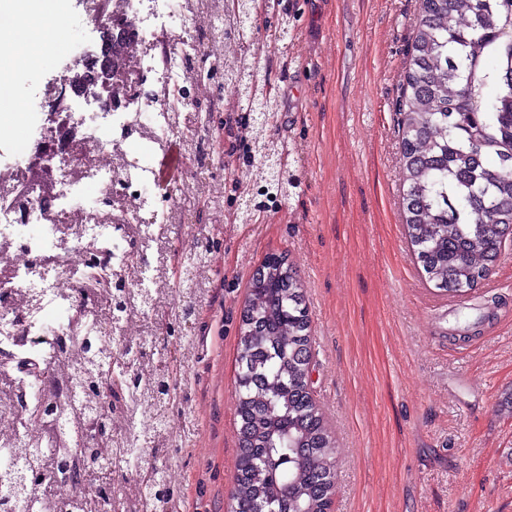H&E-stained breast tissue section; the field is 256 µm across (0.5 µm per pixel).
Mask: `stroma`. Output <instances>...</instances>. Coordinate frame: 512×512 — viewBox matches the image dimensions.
Segmentation results:
<instances>
[{
    "label": "stroma",
    "mask_w": 512,
    "mask_h": 512,
    "mask_svg": "<svg viewBox=\"0 0 512 512\" xmlns=\"http://www.w3.org/2000/svg\"><path fill=\"white\" fill-rule=\"evenodd\" d=\"M296 16L275 42L248 31L258 76L273 87L272 135L290 144L300 188L250 224H220L189 201L167 246L208 244L210 280L187 338L161 336L165 307L141 329L147 355L181 359L169 416L177 438L150 448L169 471L175 512H229L238 457V326L253 271L286 256L304 286L315 399L336 442L333 512H512V244L464 297L428 283L408 246L399 115L403 62L418 0H283ZM58 48L17 74L11 98L25 127L0 136V171L19 141L37 139L41 89L99 34L66 0ZM247 149L225 113L210 112L187 151L224 185L223 213Z\"/></svg>",
    "instance_id": "35a3bbf8"
}]
</instances>
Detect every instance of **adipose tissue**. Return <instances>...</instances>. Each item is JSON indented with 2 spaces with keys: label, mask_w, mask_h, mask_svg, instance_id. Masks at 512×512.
Segmentation results:
<instances>
[{
  "label": "adipose tissue",
  "mask_w": 512,
  "mask_h": 512,
  "mask_svg": "<svg viewBox=\"0 0 512 512\" xmlns=\"http://www.w3.org/2000/svg\"><path fill=\"white\" fill-rule=\"evenodd\" d=\"M0 6L18 14L24 25L12 33H0V85L9 86L17 68L35 56L45 55L56 38L53 19L57 0H0Z\"/></svg>",
  "instance_id": "ef3b65f1"
}]
</instances>
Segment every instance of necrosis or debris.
Returning a JSON list of instances; mask_svg holds the SVG:
<instances>
[{
  "mask_svg": "<svg viewBox=\"0 0 512 512\" xmlns=\"http://www.w3.org/2000/svg\"><path fill=\"white\" fill-rule=\"evenodd\" d=\"M85 18L105 24L110 13L131 23L137 52L122 64L131 92L116 105L111 82L89 89L92 115L74 111L71 85L83 60L70 64L65 82L45 89L50 129H83L54 165L34 173L18 167L0 176V422L16 425L22 406L49 405L40 426L23 428L39 440L80 454L71 442L74 393L71 353L58 338L95 337L98 344L128 347L130 315L88 311L81 283L90 266L122 271L130 239L144 246L147 264L124 279L132 298L160 285V228L184 221L181 202L156 205L157 161L192 135L198 122L196 92L205 81L190 64L224 53V0H81ZM98 193H90L89 185ZM38 357L39 379L16 370L20 357Z\"/></svg>",
  "mask_w": 512,
  "mask_h": 512,
  "instance_id": "4bbe7bcc",
  "label": "necrosis or debris"
}]
</instances>
